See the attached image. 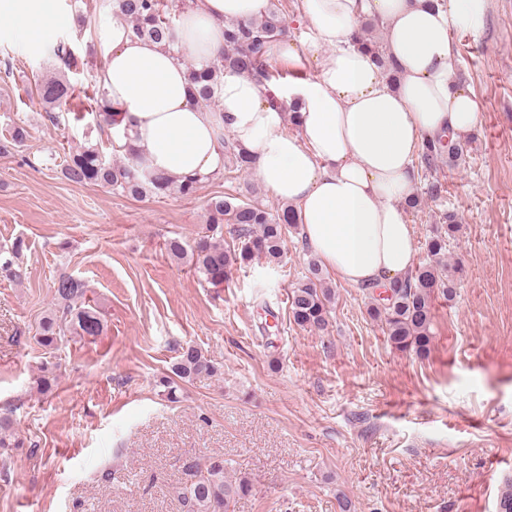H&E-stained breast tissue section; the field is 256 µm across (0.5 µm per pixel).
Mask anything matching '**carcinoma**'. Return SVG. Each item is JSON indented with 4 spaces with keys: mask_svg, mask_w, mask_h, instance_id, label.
I'll return each mask as SVG.
<instances>
[{
    "mask_svg": "<svg viewBox=\"0 0 512 512\" xmlns=\"http://www.w3.org/2000/svg\"><path fill=\"white\" fill-rule=\"evenodd\" d=\"M193 0H112V12L122 19L131 32L165 49L178 45L176 16L190 8ZM379 22L368 20L358 28L355 44L375 56L378 63L389 68L383 45L376 35ZM287 20L283 9L275 0H269L264 15L247 24L230 22L224 29V52L210 65L197 68L187 66V83L192 100L200 107L215 105V89L224 72L254 74L270 83L284 76L296 77L285 69L277 71L268 62V44L285 34ZM55 65L70 70L77 66L78 58L71 46L60 42L53 48ZM42 104L50 109L47 117L54 125L60 124L61 115L55 108L70 99L74 90L59 79H50L37 86ZM93 129L112 140L114 119L112 103L101 87H95L89 97ZM224 154L228 159L224 169L232 173L250 169L251 154L227 137H221ZM468 139L463 136L453 141H428L421 147L420 163L425 168L426 194L438 197L442 184L437 178L438 162L448 157V167L463 160ZM127 161L106 158L98 143L81 147L69 155L62 175L80 184H102L133 198L164 197L178 194L183 198L196 196L202 180H178L155 174L148 169L145 158L132 145H127ZM439 223L447 230L436 232L426 241L429 261L416 267L402 280H396L384 290L382 303L370 308L373 318L385 325L390 342L400 351L425 356L430 352L431 295L439 292L449 298L456 290L454 278L445 274L450 242L455 240L460 224L453 213L443 212ZM206 232L193 246L179 239L166 242V250L175 257H187L204 280L218 287L229 280L236 266H244L254 258L270 262L280 261L288 233L299 231V215L294 206L284 204L273 210L250 198L236 194L215 196L207 204ZM238 242V246L224 245V234ZM24 243L17 240L9 247L0 248V275L19 279L23 275L18 259ZM311 277L297 284L289 297V316L293 322L311 331H323L328 324V304L334 299V290L322 277L317 260L309 261ZM54 308L39 324L36 343L44 353L54 355L67 335L79 339L102 334L104 323L100 313L87 301L85 283L70 275H61L53 282ZM219 367L193 345L182 348L171 376L162 380L166 398L178 400L176 380L198 376H215ZM22 439L13 419L0 415V448H18ZM185 481L179 488L184 512H231L238 498L249 495L252 482L246 477L233 479L226 475L224 458L212 457L202 466L195 461L184 465Z\"/></svg>",
    "mask_w": 512,
    "mask_h": 512,
    "instance_id": "cac0c4a2",
    "label": "carcinoma"
}]
</instances>
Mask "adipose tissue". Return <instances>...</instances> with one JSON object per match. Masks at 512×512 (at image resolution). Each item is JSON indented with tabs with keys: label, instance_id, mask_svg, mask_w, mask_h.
I'll return each mask as SVG.
<instances>
[{
	"label": "adipose tissue",
	"instance_id": "1",
	"mask_svg": "<svg viewBox=\"0 0 512 512\" xmlns=\"http://www.w3.org/2000/svg\"><path fill=\"white\" fill-rule=\"evenodd\" d=\"M9 17L24 40L49 39L52 0H29ZM267 0H195L179 19L177 49L130 37L125 23L103 30L97 81L118 112L113 148L134 147L152 172L204 178L222 172L221 132L255 159L253 173L270 195L295 206L301 236L342 280L379 289L404 278L414 260L404 204L418 182L425 141L472 131L476 95L449 77L451 34L480 19L485 0H301L308 38L284 37L270 59L302 68L325 54L315 77L288 83L271 103L259 77L225 73L216 105L195 106L186 59L205 66L224 48V26L264 13ZM386 28L396 79L352 37L363 18ZM300 108L299 135L284 129L283 104Z\"/></svg>",
	"mask_w": 512,
	"mask_h": 512
}]
</instances>
